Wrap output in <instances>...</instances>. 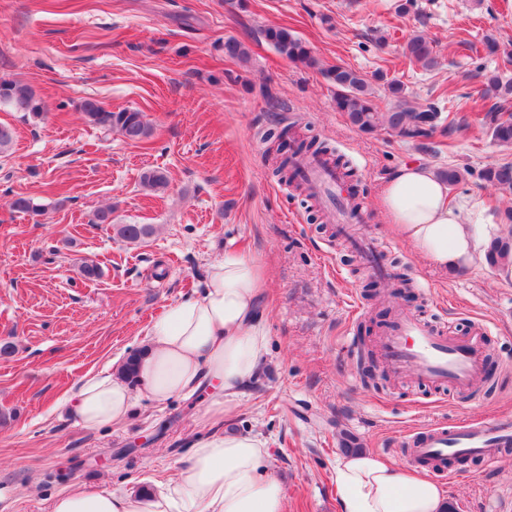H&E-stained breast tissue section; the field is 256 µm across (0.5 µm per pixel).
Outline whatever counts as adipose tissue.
I'll list each match as a JSON object with an SVG mask.
<instances>
[{
  "label": "adipose tissue",
  "instance_id": "adipose-tissue-1",
  "mask_svg": "<svg viewBox=\"0 0 512 512\" xmlns=\"http://www.w3.org/2000/svg\"><path fill=\"white\" fill-rule=\"evenodd\" d=\"M381 211L412 252L434 270L457 272L483 260L496 215L450 199L448 185L421 163H405L385 183ZM267 289L265 268L226 250L210 263L201 294L170 305L151 328V345L137 380L154 401L210 386L205 415L214 429L201 436L190 463L162 492L116 494L85 485L66 488L49 512H287L280 480L270 470L266 440L226 430L237 415L235 398L257 376L268 342L258 313ZM90 429L123 423L133 406L124 377L87 375L63 402ZM339 512H446L443 485L387 456L363 451L339 459L333 473Z\"/></svg>",
  "mask_w": 512,
  "mask_h": 512
}]
</instances>
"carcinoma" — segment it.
<instances>
[{"mask_svg": "<svg viewBox=\"0 0 512 512\" xmlns=\"http://www.w3.org/2000/svg\"><path fill=\"white\" fill-rule=\"evenodd\" d=\"M265 40L276 51L292 63L305 68L319 65L312 48L307 42L283 26H271L263 30ZM224 54L241 61L248 59L245 45L236 38L224 41ZM403 55L411 63L424 68L436 65L434 42L421 34L408 38ZM328 82L335 88V103L338 111L348 116L352 125L364 133L380 128H389L399 136L419 141L429 139L437 131L451 135L455 131L454 120L443 117L440 107L434 103L415 106L406 97L402 82L393 78L386 80L380 74L376 80L384 82L395 106L388 112H382L372 99L371 87L364 75L342 64L331 65L323 69ZM484 82L477 87L473 100L484 101L493 97L495 103L479 113L480 123L491 140L504 147L512 146V81L503 80L497 74L483 75ZM0 104L9 106L16 112H25L34 118L43 114V105L34 90L27 84L0 79ZM86 120L91 125L105 131H116L126 140L140 143L151 136V128L144 114L136 109H123L117 112L106 109L98 100L87 99L81 106ZM329 156L328 148L315 139H297L291 154L280 157L278 171L289 173L288 179L296 187H301L302 175L295 164L300 155ZM478 178L496 189L512 194V162H494L486 165L478 173ZM141 183L150 191H161L168 185L167 175L161 170H148L142 174ZM12 208L18 212L40 215L42 205L31 197L17 196ZM93 224H106L115 234L128 243H138L153 234L150 224H116L112 222V208L108 207L94 213ZM512 261V229L505 236L494 238L487 250L486 262L497 267Z\"/></svg>", "mask_w": 512, "mask_h": 512, "instance_id": "1", "label": "carcinoma"}]
</instances>
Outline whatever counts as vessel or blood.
I'll use <instances>...</instances> for the list:
<instances>
[{
	"instance_id": "b4317fda",
	"label": "vessel or blood",
	"mask_w": 512,
	"mask_h": 512,
	"mask_svg": "<svg viewBox=\"0 0 512 512\" xmlns=\"http://www.w3.org/2000/svg\"><path fill=\"white\" fill-rule=\"evenodd\" d=\"M381 351L384 364L435 386L448 385L466 392L483 375L480 333L461 341L432 331L408 313L396 316ZM407 444L409 457L430 471H444L449 461L472 457L491 469L501 448L512 445V423L493 419L480 425L436 424L413 434Z\"/></svg>"
}]
</instances>
